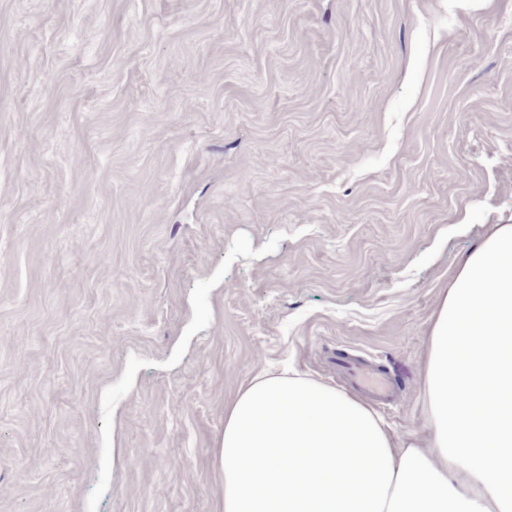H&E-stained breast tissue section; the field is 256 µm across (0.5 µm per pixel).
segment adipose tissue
Masks as SVG:
<instances>
[{
  "label": "adipose tissue",
  "mask_w": 512,
  "mask_h": 512,
  "mask_svg": "<svg viewBox=\"0 0 512 512\" xmlns=\"http://www.w3.org/2000/svg\"><path fill=\"white\" fill-rule=\"evenodd\" d=\"M424 436L294 367L224 408L223 512H512V224L462 257L428 330Z\"/></svg>",
  "instance_id": "1"
}]
</instances>
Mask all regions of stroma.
I'll return each instance as SVG.
<instances>
[{
	"instance_id": "1",
	"label": "stroma",
	"mask_w": 512,
	"mask_h": 512,
	"mask_svg": "<svg viewBox=\"0 0 512 512\" xmlns=\"http://www.w3.org/2000/svg\"><path fill=\"white\" fill-rule=\"evenodd\" d=\"M512 224V0H0V512H218L224 402L426 336Z\"/></svg>"
}]
</instances>
